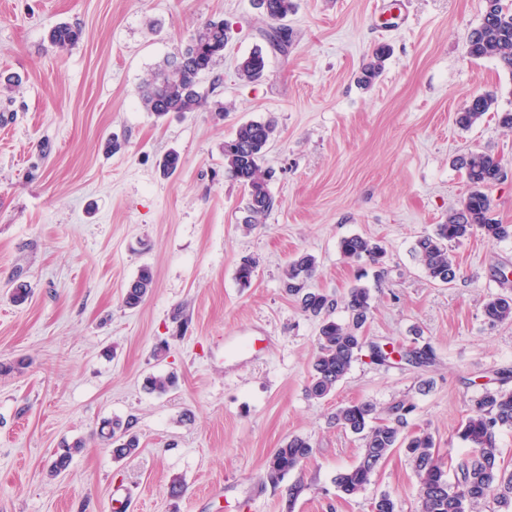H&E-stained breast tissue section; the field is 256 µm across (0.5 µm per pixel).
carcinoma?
<instances>
[{
	"mask_svg": "<svg viewBox=\"0 0 512 512\" xmlns=\"http://www.w3.org/2000/svg\"><path fill=\"white\" fill-rule=\"evenodd\" d=\"M265 16L271 21H282L294 9L293 0H266ZM82 30L67 23L53 27L50 42L61 49L78 43ZM265 37L272 48L284 50L288 28L272 27ZM229 40L228 23L209 20L199 25L189 36L184 48L166 58L141 86V99L146 109L159 117L170 112L198 111L205 95L199 90L201 76L213 71L224 56V45ZM467 54L475 59L493 58L512 70V6L503 0H485V10L479 26L472 30L466 42ZM386 49L378 47L372 59L363 65L359 82L371 86L381 75L386 60ZM266 70V56L256 49L239 64V76L257 80ZM497 102L496 94L486 92L472 97L457 114L456 122L469 129L479 122ZM276 133L275 122L246 121L240 123L234 134L224 140V173L239 183L248 194L243 228L250 231L276 205L268 189L262 162ZM456 165L464 170L469 185L473 186L462 207L448 214L431 234L417 239L413 254L426 277L433 283L450 284L458 277L459 269L451 254V246L479 233L489 240L500 241L512 237V225L499 224L489 217L491 202L485 192L502 177V165L494 156L471 151L459 156ZM343 257L376 266L383 264L385 248L359 235L344 237L339 242ZM256 261L244 257L236 268V280L243 288L250 287ZM316 271V258L300 252L288 262L284 270L283 286L286 292L300 302L301 310L321 319L317 349L311 364L308 391L315 398L328 396L350 371L364 346L360 329L366 323L371 309L369 290L362 286L350 289L345 308L349 322L330 318L333 303L322 292L309 287ZM154 273L143 266L124 292V303L130 309L138 307L152 291ZM485 317L492 323H512V295L497 294L483 307ZM400 359L420 367L428 363L423 349L398 351ZM412 406L396 403L388 408L384 418L378 417L376 406L369 402H352L336 410L333 422L353 434L361 436L363 452L353 466L336 475V486L345 496H352L370 483L378 465L395 448L404 449L413 462L419 477L422 512H479V506L507 504L512 501V474L506 473L499 459L496 434L502 428H512V390L487 388L475 401V409L459 429V436L473 449L475 455L460 460L455 466L456 483L445 479L446 465L435 450L430 434L402 433L403 416ZM100 438L112 446L117 458L134 455L139 448L138 437L131 433V423L118 418L103 421ZM83 446L82 441L64 443L63 452L53 463V472L69 466L72 450ZM313 448L304 437L295 436L275 449L265 464L266 479L277 483L286 474L312 457Z\"/></svg>",
	"mask_w": 512,
	"mask_h": 512,
	"instance_id": "1",
	"label": "carcinoma"
}]
</instances>
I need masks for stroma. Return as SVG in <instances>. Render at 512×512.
I'll return each instance as SVG.
<instances>
[{"label": "stroma", "mask_w": 512, "mask_h": 512, "mask_svg": "<svg viewBox=\"0 0 512 512\" xmlns=\"http://www.w3.org/2000/svg\"><path fill=\"white\" fill-rule=\"evenodd\" d=\"M287 51L269 48L271 22L253 0H0V512H371L390 495L422 512L419 477L394 449L354 496L336 487L363 451L336 427V408L369 401L412 410L405 433L427 431L443 457L472 450L458 436L484 388L512 389V323L491 324L485 302L512 293V237L454 245L460 269L432 283L412 255L469 192L453 163L469 150L501 160L487 191L491 216L512 225V71L466 53L485 0H294ZM231 27L224 58L202 77L206 107L157 117L141 85L209 19ZM60 22L81 40L48 41ZM390 55L370 89L357 77L379 45ZM267 58L256 82L239 62ZM497 96L472 128L455 123L473 95ZM228 109L217 117L216 106ZM275 119L266 155L276 205L250 231L245 196L224 175L221 146L237 125ZM119 138L118 152L106 151ZM180 156L163 175L158 161ZM382 244L373 267L345 259L341 238ZM315 256L313 288L345 299L361 284L367 346L329 396L308 393L319 321L283 286L298 252ZM257 262L250 287L235 271ZM155 286L135 309L123 292L141 267ZM31 286L11 299L14 280ZM427 348L414 367L373 359L372 346ZM175 374L164 394L148 377ZM118 417L140 441L118 459L98 436ZM294 436L312 457L278 483L267 458ZM81 440L53 475L64 443Z\"/></svg>", "instance_id": "stroma-1"}]
</instances>
